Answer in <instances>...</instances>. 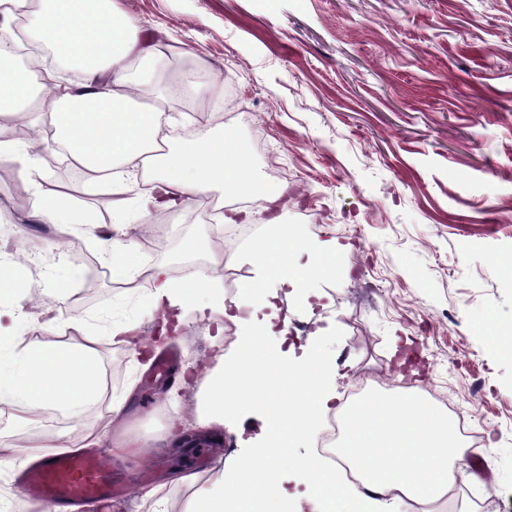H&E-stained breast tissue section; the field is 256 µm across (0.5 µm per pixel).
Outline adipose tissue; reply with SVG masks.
Returning a JSON list of instances; mask_svg holds the SVG:
<instances>
[{"mask_svg": "<svg viewBox=\"0 0 512 512\" xmlns=\"http://www.w3.org/2000/svg\"><path fill=\"white\" fill-rule=\"evenodd\" d=\"M27 2L0 0V16L11 19L23 10L27 41L47 46L81 80L61 83L53 69L35 61L14 67L12 54L0 50V159L36 146L64 149L88 185L125 195L147 183V210L182 209L210 192L239 198L255 191L251 161L234 136L206 130L169 145L161 104L181 96L182 87L160 83L166 59L140 41L134 18L114 0H39L34 9ZM30 213L45 224L92 221L62 192L35 193ZM269 224L252 245L254 275L242 287L251 309L246 335L231 351L216 350L196 367L203 377L197 393L200 426L220 429L261 406L264 447L232 470L212 472L183 512H289L281 474L290 466L317 512H373L384 496L411 512L445 502L466 453L457 421L402 389L364 398L346 411L339 454L356 471L359 486L343 483L316 460L291 463L289 448L314 433L322 408L335 397L327 387L333 364L320 342H307L293 360L274 353L269 287L286 285L306 295L313 281L335 278L336 250L330 244L310 248L300 228L277 218ZM112 228V236L96 238L99 253L118 280L147 276L162 325L189 311L213 321L225 316L224 297L206 275L177 280L166 267L139 265L124 211L113 212ZM38 295L24 265L0 271V405L26 413L65 409L81 439L57 435L5 443L0 454L25 463L106 441L114 455L139 454L137 439L112 433L110 422L124 415L125 402L106 395L98 337L84 333L56 342L16 335L23 305ZM91 402L105 404L108 424H83L82 409Z\"/></svg>", "mask_w": 512, "mask_h": 512, "instance_id": "ef3b65f1", "label": "adipose tissue"}]
</instances>
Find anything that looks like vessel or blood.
Masks as SVG:
<instances>
[{
	"instance_id": "b4317fda",
	"label": "vessel or blood",
	"mask_w": 512,
	"mask_h": 512,
	"mask_svg": "<svg viewBox=\"0 0 512 512\" xmlns=\"http://www.w3.org/2000/svg\"><path fill=\"white\" fill-rule=\"evenodd\" d=\"M22 489L49 512H69L74 504L111 496L117 481L110 467L95 456L67 454L27 469Z\"/></svg>"
}]
</instances>
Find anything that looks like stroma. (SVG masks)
<instances>
[{"mask_svg":"<svg viewBox=\"0 0 512 512\" xmlns=\"http://www.w3.org/2000/svg\"><path fill=\"white\" fill-rule=\"evenodd\" d=\"M168 62V76L218 72L222 89L200 105L220 115L249 154L258 186L286 188L279 214L312 242L336 241L335 280L318 281L306 302L280 290L276 315L301 323L285 338L300 351L325 337L336 362L334 390L344 402L403 386L429 404L445 400L483 435V463L464 455L447 512H512V358L489 355L487 336H512V0H117ZM71 195L94 219L53 248L57 229L29 221L17 199L44 191ZM117 196L78 180L69 162L39 150L0 162V265L36 251L29 275L44 303L24 309L18 330L49 340L76 337L78 325L106 318L152 335L157 317L149 281H116L99 265L94 236L109 233ZM206 198L168 212L166 233L142 227L139 263L209 275L225 300L252 277L250 243L221 270ZM196 249H187L188 241ZM83 268L66 293L52 285L64 263ZM236 325L186 313L167 348L175 377L101 340L107 389L126 401L113 434L139 438L142 461L113 459L127 492L112 512H142L163 488L168 512H182L192 490L172 485L256 451L263 421L253 413L216 433L198 426L201 381L188 372L215 343L232 347ZM183 416L189 444L168 438ZM57 408L24 418L0 414V439L18 443L72 432Z\"/></svg>","mask_w":512,"mask_h":512,"instance_id":"1","label":"stroma"}]
</instances>
